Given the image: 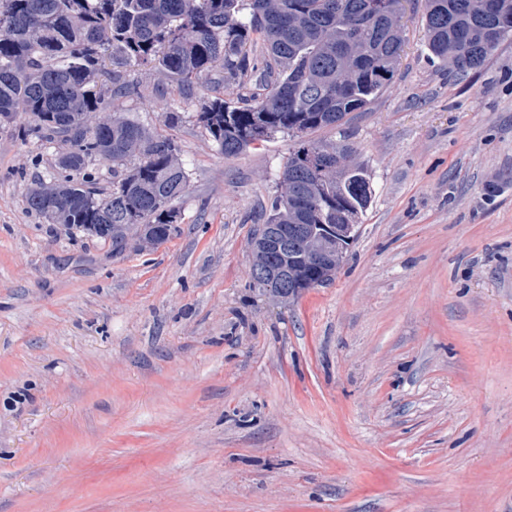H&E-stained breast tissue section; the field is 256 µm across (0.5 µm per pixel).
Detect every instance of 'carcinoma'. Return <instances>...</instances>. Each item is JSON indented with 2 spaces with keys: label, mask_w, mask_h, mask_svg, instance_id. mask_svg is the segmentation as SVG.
<instances>
[{
  "label": "carcinoma",
  "mask_w": 512,
  "mask_h": 512,
  "mask_svg": "<svg viewBox=\"0 0 512 512\" xmlns=\"http://www.w3.org/2000/svg\"><path fill=\"white\" fill-rule=\"evenodd\" d=\"M397 0H0V120L28 115L24 133L67 147L49 180L27 192L47 224L145 246L178 233L173 202L188 186L182 148L117 112L98 84L105 62L150 65L190 89L217 82L232 98L205 94L198 122L235 158L278 133L297 139L252 238L251 269L284 263L288 286L253 280L279 297L332 281L372 202L371 172L346 140L309 138L364 112L395 76L405 39ZM425 47L465 74L512 37V0H426ZM112 91L136 93L120 70ZM112 168V189L98 187ZM288 232V260L266 240ZM328 252L331 266L308 255Z\"/></svg>",
  "instance_id": "cac0c4a2"
}]
</instances>
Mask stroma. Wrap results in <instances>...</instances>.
Here are the masks:
<instances>
[{"label":"stroma","instance_id":"35a3bbf8","mask_svg":"<svg viewBox=\"0 0 512 512\" xmlns=\"http://www.w3.org/2000/svg\"><path fill=\"white\" fill-rule=\"evenodd\" d=\"M425 9L347 126L371 205L294 298L250 278L292 139L224 158L200 89L128 68L111 105L172 131L188 188L116 253L29 210L59 147L0 130V512H512V40L443 69Z\"/></svg>","mask_w":512,"mask_h":512}]
</instances>
